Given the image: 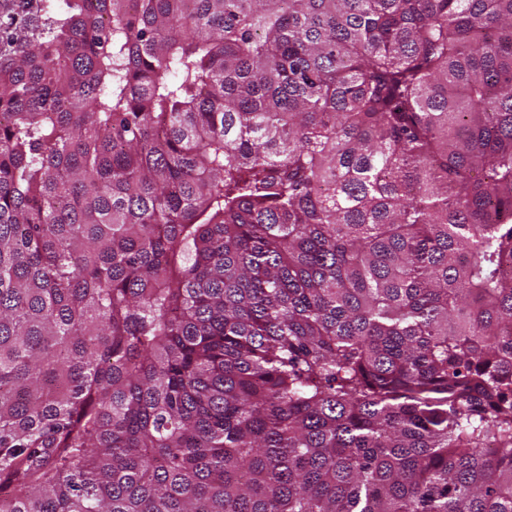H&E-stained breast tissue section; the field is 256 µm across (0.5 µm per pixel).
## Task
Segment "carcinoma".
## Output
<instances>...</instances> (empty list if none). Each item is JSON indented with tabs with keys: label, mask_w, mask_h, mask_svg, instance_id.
I'll use <instances>...</instances> for the list:
<instances>
[{
	"label": "carcinoma",
	"mask_w": 512,
	"mask_h": 512,
	"mask_svg": "<svg viewBox=\"0 0 512 512\" xmlns=\"http://www.w3.org/2000/svg\"><path fill=\"white\" fill-rule=\"evenodd\" d=\"M0 512H512V0H0Z\"/></svg>",
	"instance_id": "obj_1"
}]
</instances>
